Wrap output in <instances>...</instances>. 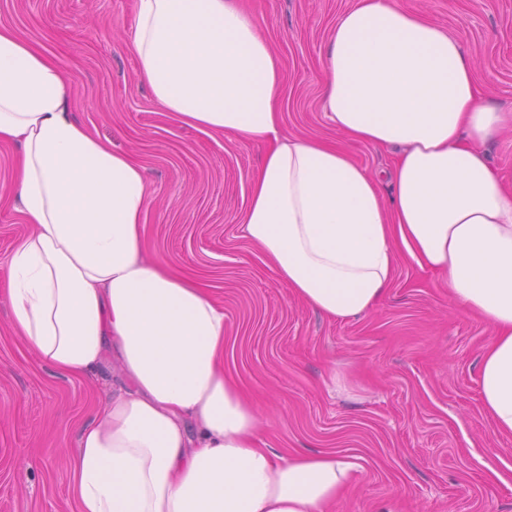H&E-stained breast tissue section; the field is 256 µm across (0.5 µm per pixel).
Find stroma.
Returning <instances> with one entry per match:
<instances>
[{"mask_svg": "<svg viewBox=\"0 0 512 512\" xmlns=\"http://www.w3.org/2000/svg\"><path fill=\"white\" fill-rule=\"evenodd\" d=\"M242 2L281 57L288 134L390 169L395 152L347 141L322 112V50L355 0ZM401 2L461 38L478 82H492L496 104L512 111V0ZM136 3L0 0V24L64 69L73 116L143 167L147 250L223 305L224 368L267 418L261 443L362 455L335 512H512V435L496 432L479 393L491 329L404 257L365 315L333 319L295 297L241 232L263 145L204 134L163 111L127 45ZM18 152L0 143V277L28 229L15 200ZM121 383L113 358L88 382L39 364L0 302V512H72L78 430Z\"/></svg>", "mask_w": 512, "mask_h": 512, "instance_id": "stroma-1", "label": "stroma"}]
</instances>
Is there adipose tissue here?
<instances>
[{
  "mask_svg": "<svg viewBox=\"0 0 512 512\" xmlns=\"http://www.w3.org/2000/svg\"><path fill=\"white\" fill-rule=\"evenodd\" d=\"M129 47L165 112L265 145L243 235L307 305L368 313L403 255L489 325L480 396L512 434V191L485 150L512 113L479 87L463 41L399 0H357L339 17L323 112L348 139L400 147L382 179L285 132L282 61L238 0H137ZM66 87L58 64L0 24V142L21 146L29 226L0 299L41 364L86 380L113 354L126 380L79 430L73 512H334L361 456L256 445L263 420L224 372L223 307L147 255L143 169L74 119Z\"/></svg>",
  "mask_w": 512,
  "mask_h": 512,
  "instance_id": "adipose-tissue-1",
  "label": "adipose tissue"
}]
</instances>
